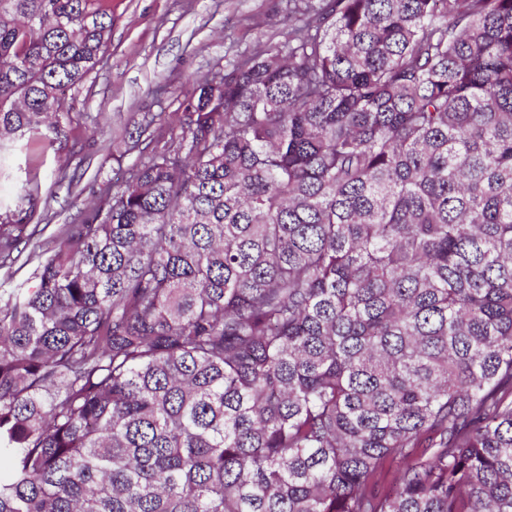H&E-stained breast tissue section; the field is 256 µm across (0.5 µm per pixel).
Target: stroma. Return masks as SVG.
<instances>
[{
    "instance_id": "obj_1",
    "label": "stroma",
    "mask_w": 512,
    "mask_h": 512,
    "mask_svg": "<svg viewBox=\"0 0 512 512\" xmlns=\"http://www.w3.org/2000/svg\"><path fill=\"white\" fill-rule=\"evenodd\" d=\"M288 0H112V35L104 66L73 91L74 109L102 114L73 132L80 157L22 142L0 151V206L15 204L24 183L40 188L49 246L60 225L81 219L102 182L137 160L130 148L143 113L173 112L191 82L211 69L280 39ZM80 169L73 189L58 186L61 166Z\"/></svg>"
}]
</instances>
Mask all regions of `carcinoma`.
Segmentation results:
<instances>
[{"label": "carcinoma", "instance_id": "cac0c4a2", "mask_svg": "<svg viewBox=\"0 0 512 512\" xmlns=\"http://www.w3.org/2000/svg\"><path fill=\"white\" fill-rule=\"evenodd\" d=\"M288 14L0 288V512H512V0ZM111 33L0 0V147H69Z\"/></svg>", "mask_w": 512, "mask_h": 512}]
</instances>
